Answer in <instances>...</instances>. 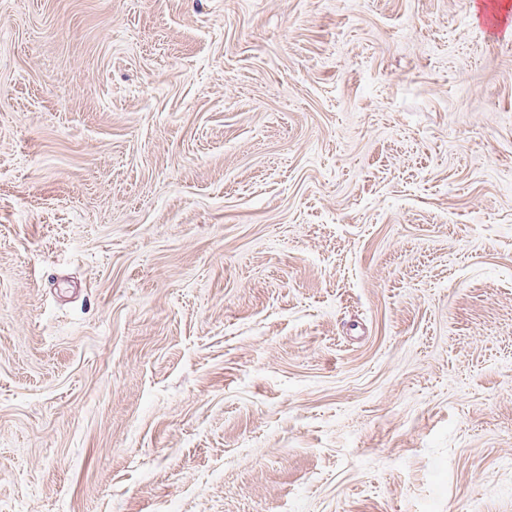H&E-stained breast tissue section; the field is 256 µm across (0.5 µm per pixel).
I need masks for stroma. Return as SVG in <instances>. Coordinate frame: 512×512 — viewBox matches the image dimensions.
Masks as SVG:
<instances>
[{"label":"stroma","mask_w":512,"mask_h":512,"mask_svg":"<svg viewBox=\"0 0 512 512\" xmlns=\"http://www.w3.org/2000/svg\"><path fill=\"white\" fill-rule=\"evenodd\" d=\"M0 0V512H512V0Z\"/></svg>","instance_id":"obj_1"}]
</instances>
